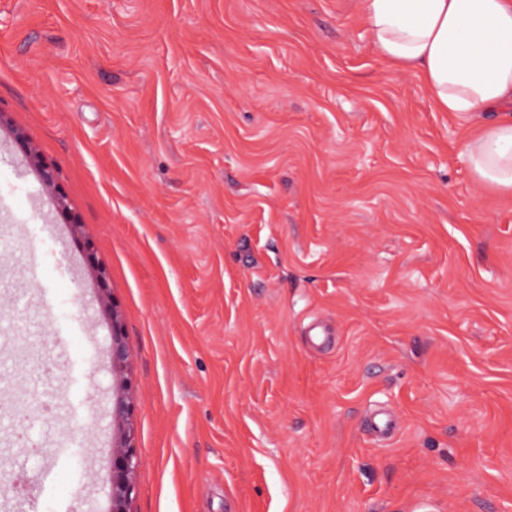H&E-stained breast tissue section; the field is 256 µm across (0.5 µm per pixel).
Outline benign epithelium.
Returning a JSON list of instances; mask_svg holds the SVG:
<instances>
[{
    "instance_id": "obj_1",
    "label": "benign epithelium",
    "mask_w": 512,
    "mask_h": 512,
    "mask_svg": "<svg viewBox=\"0 0 512 512\" xmlns=\"http://www.w3.org/2000/svg\"><path fill=\"white\" fill-rule=\"evenodd\" d=\"M16 142L34 165L39 179L47 188L58 183L57 169L47 164L30 145L24 134H16ZM90 273L96 283L100 305L112 323V334L107 346V357L112 373L120 376V382L112 397L110 416L119 422V434L112 448L111 512H128L126 505L135 491V474L141 464L135 446L134 397L132 383L124 377L130 353L117 305L108 295L109 274L106 267L95 262L90 244H85Z\"/></svg>"
}]
</instances>
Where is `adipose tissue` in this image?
Wrapping results in <instances>:
<instances>
[{"label": "adipose tissue", "mask_w": 512, "mask_h": 512, "mask_svg": "<svg viewBox=\"0 0 512 512\" xmlns=\"http://www.w3.org/2000/svg\"><path fill=\"white\" fill-rule=\"evenodd\" d=\"M369 39L420 73L444 112L498 113L464 147L474 178L512 194V0H360Z\"/></svg>", "instance_id": "1"}]
</instances>
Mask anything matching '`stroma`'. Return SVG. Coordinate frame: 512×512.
<instances>
[{"instance_id":"stroma-1","label":"stroma","mask_w":512,"mask_h":512,"mask_svg":"<svg viewBox=\"0 0 512 512\" xmlns=\"http://www.w3.org/2000/svg\"><path fill=\"white\" fill-rule=\"evenodd\" d=\"M478 131L360 0H0V487L31 484L0 512L111 509L88 242L130 350L129 512H512V196L474 179ZM51 237L74 271L40 257L22 297ZM16 142L34 165L42 185L47 188H54L58 183L59 177L57 169L43 161L36 150L30 145L24 134L17 133Z\"/></svg>"}]
</instances>
